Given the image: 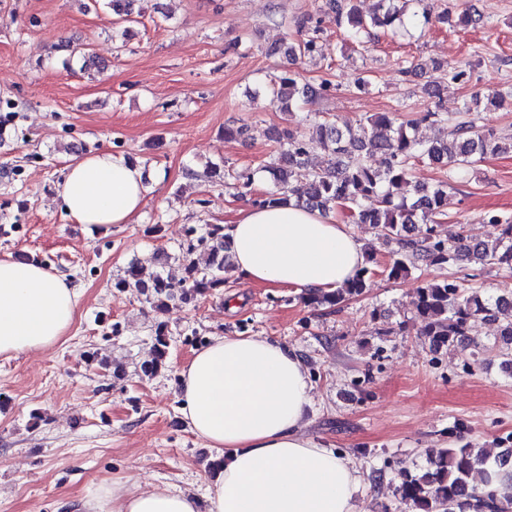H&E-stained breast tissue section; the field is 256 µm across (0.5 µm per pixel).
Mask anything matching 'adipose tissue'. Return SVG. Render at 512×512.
<instances>
[{"instance_id": "1", "label": "adipose tissue", "mask_w": 512, "mask_h": 512, "mask_svg": "<svg viewBox=\"0 0 512 512\" xmlns=\"http://www.w3.org/2000/svg\"><path fill=\"white\" fill-rule=\"evenodd\" d=\"M138 163L101 151L72 161L56 194L76 224L107 229L140 216L148 180ZM235 271L267 289L329 292L365 264L349 225L289 203L240 210L227 230ZM80 294L42 263L0 257V357L58 345ZM181 414L221 465L206 489L207 512H357V466L306 436L314 406L308 368L293 349L264 336H216L181 367ZM79 512H198L170 485L119 484L85 494Z\"/></svg>"}]
</instances>
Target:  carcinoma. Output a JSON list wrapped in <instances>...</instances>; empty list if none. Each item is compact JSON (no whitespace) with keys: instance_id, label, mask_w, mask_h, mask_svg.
Listing matches in <instances>:
<instances>
[{"instance_id":"1","label":"carcinoma","mask_w":512,"mask_h":512,"mask_svg":"<svg viewBox=\"0 0 512 512\" xmlns=\"http://www.w3.org/2000/svg\"><path fill=\"white\" fill-rule=\"evenodd\" d=\"M337 20L360 39L373 28L394 34L405 26L404 16L412 9L414 22L425 26L431 19L428 0H381L380 12L366 18L354 0H326ZM316 94L309 84L300 83L289 72L281 78L273 101L288 110ZM410 123L396 122L389 112L374 115L357 130H342L328 121H313L310 137L284 129L276 131L280 151L264 167L274 190L260 205L285 204L297 198L309 208L323 213L335 205L348 209L362 224H370L377 239L396 242L384 272L390 280L402 279L421 266H446L464 256L481 265L512 267V220L496 214L487 222L499 228L490 242L472 244L464 235L448 242L436 235L434 222L445 216L447 185L432 188L418 184L411 200L398 197V190L411 174L410 160L419 157L432 165L465 164L488 154L512 152V140L505 143L492 130L474 131V124L455 127L445 141L422 143L411 136ZM318 143L329 156V166L320 171L307 167L306 156L312 143ZM379 151L384 155L380 168L352 163L353 151ZM374 199L377 205L364 202ZM368 255L367 265L345 286L328 293H300L298 299L307 307L334 310L342 303L361 296L374 274ZM184 277L177 283L160 272L145 276L139 264L131 263L123 278L114 284L118 292L136 289L148 297L154 307L163 311L171 303L190 304L197 297L224 286V274L233 268L224 250V227L208 224L190 229V239L182 253ZM512 305V293L490 297L478 290H467L459 284L443 280H427L415 288L409 306L420 322L419 335L434 352L477 349L473 324L499 323L500 353L503 363L512 366V320H500L504 307ZM169 340L166 326L154 329L153 358L141 371L153 376L167 366ZM512 450L506 448L496 457L484 448L464 445L439 448L425 467L404 468L395 488L399 500L411 512H512Z\"/></svg>"}]
</instances>
